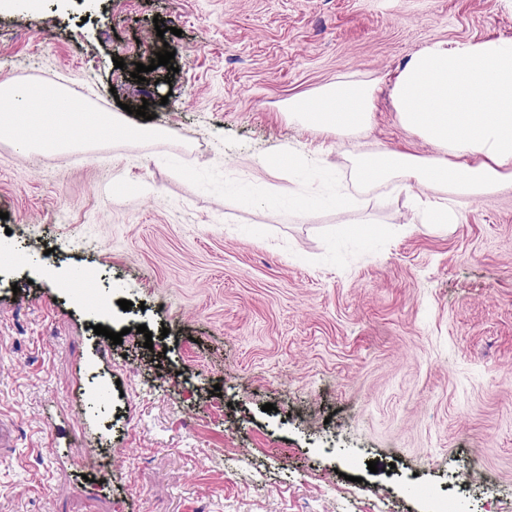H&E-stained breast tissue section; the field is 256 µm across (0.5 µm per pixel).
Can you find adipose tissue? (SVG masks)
Masks as SVG:
<instances>
[{"label":"adipose tissue","instance_id":"obj_1","mask_svg":"<svg viewBox=\"0 0 512 512\" xmlns=\"http://www.w3.org/2000/svg\"><path fill=\"white\" fill-rule=\"evenodd\" d=\"M377 86L338 80L309 100L289 101L292 121L350 141L370 125ZM64 101L62 90L36 84H0V101L17 119L14 145L26 154L51 133L43 113L31 112L46 97ZM400 124L436 145V158L396 150L357 151L349 160L354 184L405 195L419 223L436 230L460 223L461 201L496 191L512 180V40L486 39L448 48L437 43L414 52L392 89Z\"/></svg>","mask_w":512,"mask_h":512}]
</instances>
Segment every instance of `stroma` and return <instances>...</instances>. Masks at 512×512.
Segmentation results:
<instances>
[{
    "mask_svg": "<svg viewBox=\"0 0 512 512\" xmlns=\"http://www.w3.org/2000/svg\"><path fill=\"white\" fill-rule=\"evenodd\" d=\"M498 38L512 0H0V83L144 105L164 132L22 155L0 129V242L26 258L0 281V512H432L422 485L512 512V184L445 232L385 186L344 213L343 147L288 119L374 81L363 149L437 156L398 121V72ZM165 48L172 72L137 82ZM289 150L294 179L246 173ZM78 271L111 317L62 288ZM77 373L113 383L83 430L60 414ZM97 448L111 484L84 479Z\"/></svg>",
    "mask_w": 512,
    "mask_h": 512,
    "instance_id": "1",
    "label": "stroma"
}]
</instances>
